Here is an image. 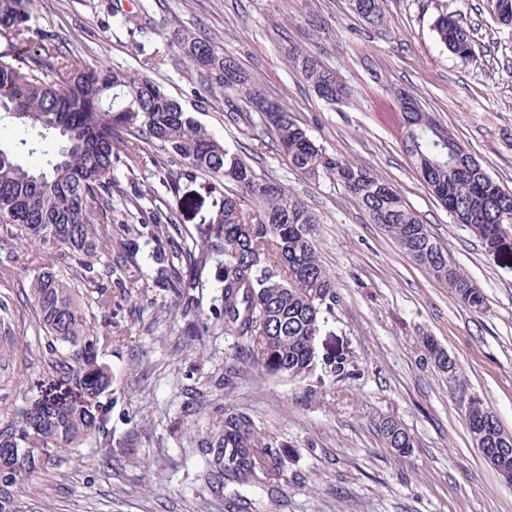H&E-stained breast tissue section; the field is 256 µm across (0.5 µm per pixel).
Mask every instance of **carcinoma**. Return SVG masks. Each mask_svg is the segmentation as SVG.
Segmentation results:
<instances>
[{"label": "carcinoma", "instance_id": "obj_1", "mask_svg": "<svg viewBox=\"0 0 512 512\" xmlns=\"http://www.w3.org/2000/svg\"><path fill=\"white\" fill-rule=\"evenodd\" d=\"M384 0H352L354 11L371 25L384 23ZM34 0H0V34L9 37L12 60L0 59V112L38 130L41 143L22 146L47 156L43 167L23 165L16 153L0 145V224L15 229L29 246L45 247L71 258L80 269L95 271L104 224L112 217V170L121 162L133 170L143 162L146 145H156L183 174H206L220 194L214 227L200 236L223 257L224 331L241 341L250 363L271 374L305 376L314 362V339L324 315L338 302L335 278L321 264L316 246L319 216L279 183L259 176L239 153L208 129L148 76L137 70L89 68L76 64L54 39L34 32ZM487 10L512 26V0H486ZM439 42L461 62L472 53V29L460 14L435 20ZM179 52L200 72L199 94L224 95L260 115L289 163L302 173L327 175L379 224L420 267L445 282L455 299L474 311L485 298L474 282L448 257L395 187L350 160L327 152L277 101L266 97L236 61L205 40L184 36ZM289 67L330 105H352L355 91L320 58L290 46ZM402 147L418 177L454 222L475 229L479 239L512 236V191L501 186L458 141L443 143L431 126H443L433 112L418 106L400 113ZM157 278L176 293L182 276L154 258ZM29 303L47 335L49 353L66 351L67 380L78 397L49 398L19 414L0 429V512H21L19 490L43 456L78 448L100 439L102 457L112 460L111 408L100 397L112 387V375L98 363L112 345V332L94 330L69 279L46 263L31 281ZM434 366L448 371V353L433 339H423ZM493 411L472 403L467 419L488 467L512 472V442L501 424L481 426ZM381 432L387 447L407 457L415 439L397 420L387 418ZM213 458L204 478L264 488L278 470L276 441L261 433L245 413L224 414L222 429L211 435Z\"/></svg>", "mask_w": 512, "mask_h": 512}]
</instances>
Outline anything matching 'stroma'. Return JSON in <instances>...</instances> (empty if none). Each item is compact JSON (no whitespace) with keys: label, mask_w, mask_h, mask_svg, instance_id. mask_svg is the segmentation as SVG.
Instances as JSON below:
<instances>
[{"label":"stroma","mask_w":512,"mask_h":512,"mask_svg":"<svg viewBox=\"0 0 512 512\" xmlns=\"http://www.w3.org/2000/svg\"><path fill=\"white\" fill-rule=\"evenodd\" d=\"M384 11L374 27L351 0H36L31 27L52 32L73 59L135 70L162 56L151 78L257 174L320 215L317 248L338 302L306 377L245 362L237 338L224 332L218 257L200 267V287L175 294L154 282L156 252L182 272L188 253H201L198 229L212 222L220 199L211 178L182 175L157 146L138 168L112 172L119 192L109 244L95 263L111 265V276L87 278L74 261L0 227V428L63 375V357L49 354L26 298L45 260L70 279L88 320L114 335L100 355L112 371L111 464L93 439L54 454L22 488L23 512H227L224 494L199 478V447L229 409L247 413L281 452L270 491L237 488L240 512H512V487L474 447L463 404L483 399L512 434V240L491 251L453 222L402 149L395 100L399 90L414 95L512 189V29L484 0H385ZM451 12L472 24L466 63L433 31L435 18ZM315 17L328 31L313 41ZM186 34L234 57L328 152L391 183L481 289L484 309L459 304L333 179L291 167L260 118L230 119L223 97L195 96L197 73L175 49ZM292 44L320 54L355 89L356 105L319 100L285 60ZM101 288L112 292L108 315L94 304ZM426 336L456 357V380L430 362ZM231 362L241 377L228 388ZM339 362L345 373L336 372ZM388 417L415 438L405 459L381 435Z\"/></svg>","instance_id":"35a3bbf8"}]
</instances>
